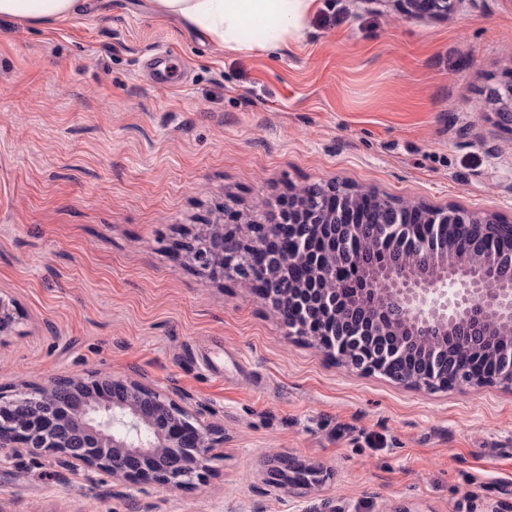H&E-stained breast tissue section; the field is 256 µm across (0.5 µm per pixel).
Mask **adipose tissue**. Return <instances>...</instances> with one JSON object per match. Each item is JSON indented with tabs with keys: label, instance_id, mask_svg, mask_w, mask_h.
Listing matches in <instances>:
<instances>
[{
	"label": "adipose tissue",
	"instance_id": "1",
	"mask_svg": "<svg viewBox=\"0 0 512 512\" xmlns=\"http://www.w3.org/2000/svg\"><path fill=\"white\" fill-rule=\"evenodd\" d=\"M85 0H0V21L35 24L77 12ZM317 8V0H153L156 13L182 22L193 34L217 41L228 51L275 49L297 40ZM261 33L258 43L243 34Z\"/></svg>",
	"mask_w": 512,
	"mask_h": 512
}]
</instances>
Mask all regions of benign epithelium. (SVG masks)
Returning a JSON list of instances; mask_svg holds the SVG:
<instances>
[{
    "label": "benign epithelium",
    "instance_id": "7a95c632",
    "mask_svg": "<svg viewBox=\"0 0 512 512\" xmlns=\"http://www.w3.org/2000/svg\"><path fill=\"white\" fill-rule=\"evenodd\" d=\"M408 17L438 19L448 16L464 3L477 0H395ZM496 106L499 125L512 131V82L489 92ZM322 197L314 195L299 208V218L289 223L305 225L309 234L325 224L318 212ZM388 197H367L366 212L380 215L388 210ZM362 211V212H364ZM362 212L340 210L331 222L344 225L352 234L363 222ZM194 264L222 271L233 266L237 255L208 248L195 240L188 247ZM425 260L412 266L401 263L365 266L364 284L354 296L351 313L336 309V290L329 281L336 278V264L348 265L360 258L348 256L342 245L332 250L326 263L314 265L315 287L305 289L307 303L298 319L304 329L311 327L315 311L325 313L328 335L336 325L350 322L364 331L369 326L379 336L394 340L392 352L404 353L405 346L421 344L435 336L425 351L433 356L444 352L446 338L512 335V274L506 262L475 252L459 258L448 246L423 253ZM428 264L435 274L419 267ZM399 384L428 389H445L448 382L438 376L424 379L395 376ZM216 429L194 424L175 400L135 379L65 377L40 389L5 400L0 396V448L24 445L39 453L58 457L66 466L96 468L126 481L146 472L162 486L181 487L202 479L203 461L213 447ZM305 471L311 481H320L321 471L313 466L280 462L272 472L274 484L284 483L285 471Z\"/></svg>",
    "mask_w": 512,
    "mask_h": 512
}]
</instances>
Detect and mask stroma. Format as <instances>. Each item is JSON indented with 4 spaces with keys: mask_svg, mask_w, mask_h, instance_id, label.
<instances>
[{
    "mask_svg": "<svg viewBox=\"0 0 512 512\" xmlns=\"http://www.w3.org/2000/svg\"><path fill=\"white\" fill-rule=\"evenodd\" d=\"M300 39L230 52L151 0L0 24V395L98 372L222 427L201 481L132 484L0 448V512H512V388L431 391L289 334L269 300L202 272L206 225L342 183L512 221V0L444 19L318 0ZM180 85L145 63L164 47ZM318 467L273 485L270 462ZM489 99L496 106L494 115L499 125L512 132V76L511 82L501 89L490 90Z\"/></svg>",
    "mask_w": 512,
    "mask_h": 512,
    "instance_id": "35a3bbf8",
    "label": "stroma"
}]
</instances>
